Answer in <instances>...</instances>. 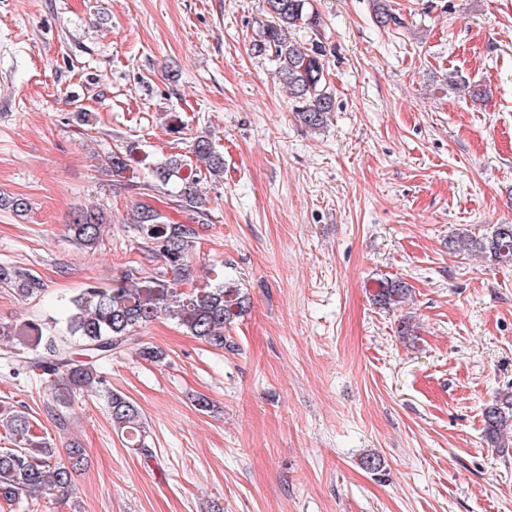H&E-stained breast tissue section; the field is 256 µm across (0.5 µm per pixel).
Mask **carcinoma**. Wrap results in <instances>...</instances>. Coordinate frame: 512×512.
<instances>
[{"instance_id":"carcinoma-1","label":"carcinoma","mask_w":512,"mask_h":512,"mask_svg":"<svg viewBox=\"0 0 512 512\" xmlns=\"http://www.w3.org/2000/svg\"><path fill=\"white\" fill-rule=\"evenodd\" d=\"M375 2V18L380 26L399 24L388 0ZM266 9L270 24L252 48L275 64V77L288 88L298 121L310 129H319L334 108L325 78L326 49L315 38L303 42L288 36L301 25L317 29L319 18L310 11L309 0H266ZM135 150V145L127 144L112 152L108 167L113 174L119 176L128 170ZM204 170L210 174L224 172V156L209 137L199 135L190 145L189 158L171 157L153 173L163 186L178 179L174 201L179 207L199 209L203 202L196 194L195 184ZM103 219L99 212L79 211L72 223L66 225V231L81 247L93 249L100 242ZM133 222L140 237L155 245L163 261L162 271L145 276L127 273L110 287L89 284L70 300L62 328L29 325V348L39 356L28 358L27 364L40 371L47 388H56L58 380L64 382L67 391L103 383L99 363L129 347L145 359L162 361L164 355L160 350L142 344L136 336L138 328L162 316L176 321L187 334L214 349L234 347L224 329L245 313V293L227 284L197 292L178 288V284L191 277L188 257L199 237L197 230L172 222L159 208L145 201L137 206ZM449 246L458 254H481L499 264H512V224H496L486 237L459 233L451 238ZM0 283L12 286L24 298L40 291L36 279L7 266H0ZM410 298L411 289L401 280L379 282L373 295L376 304L388 309L400 308ZM108 408L113 428L128 447L147 459L154 458L137 406L126 396L110 391ZM7 419L17 447L0 451V501L10 505L24 499L37 501L53 490L67 489L74 475L86 465L83 449L71 447L67 450V461L57 462L54 449L34 434L25 412H12ZM484 422L490 440L502 436L504 426L512 424V393L485 408Z\"/></svg>"}]
</instances>
